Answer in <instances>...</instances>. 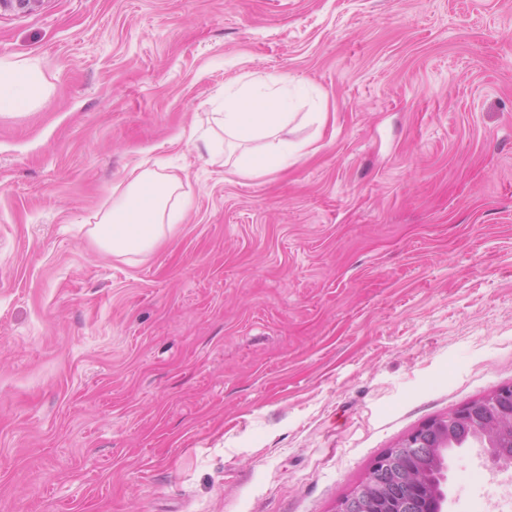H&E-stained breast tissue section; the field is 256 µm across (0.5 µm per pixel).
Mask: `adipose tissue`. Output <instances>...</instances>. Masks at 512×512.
Returning a JSON list of instances; mask_svg holds the SVG:
<instances>
[{
  "label": "adipose tissue",
  "instance_id": "1",
  "mask_svg": "<svg viewBox=\"0 0 512 512\" xmlns=\"http://www.w3.org/2000/svg\"><path fill=\"white\" fill-rule=\"evenodd\" d=\"M44 89L37 64L0 57V113L29 111ZM287 75L244 84L226 96L222 111L208 113L206 122L232 138L248 142L270 138L268 149H256L237 158L236 171L262 175L292 164L301 149L285 137L289 111L299 95ZM179 176L154 169L142 171L129 190L117 194L89 233L98 247L114 254L152 250L177 224L189 206Z\"/></svg>",
  "mask_w": 512,
  "mask_h": 512
}]
</instances>
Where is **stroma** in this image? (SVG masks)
I'll list each match as a JSON object with an SVG mask.
<instances>
[{"instance_id":"35a3bbf8","label":"stroma","mask_w":512,"mask_h":512,"mask_svg":"<svg viewBox=\"0 0 512 512\" xmlns=\"http://www.w3.org/2000/svg\"><path fill=\"white\" fill-rule=\"evenodd\" d=\"M0 57V512H336L419 425L512 385V0H43ZM304 86L288 169L193 139ZM151 251L88 230L156 160ZM473 445L444 512H512ZM43 89V75L37 64L0 57V113L29 111Z\"/></svg>"}]
</instances>
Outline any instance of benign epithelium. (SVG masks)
I'll return each instance as SVG.
<instances>
[{"label":"benign epithelium","instance_id":"benign-epithelium-1","mask_svg":"<svg viewBox=\"0 0 512 512\" xmlns=\"http://www.w3.org/2000/svg\"><path fill=\"white\" fill-rule=\"evenodd\" d=\"M43 0H0V10L30 12ZM476 443L493 464L512 466V386L427 421L387 449L336 512H442L446 499L431 471L447 470L449 445Z\"/></svg>","mask_w":512,"mask_h":512}]
</instances>
